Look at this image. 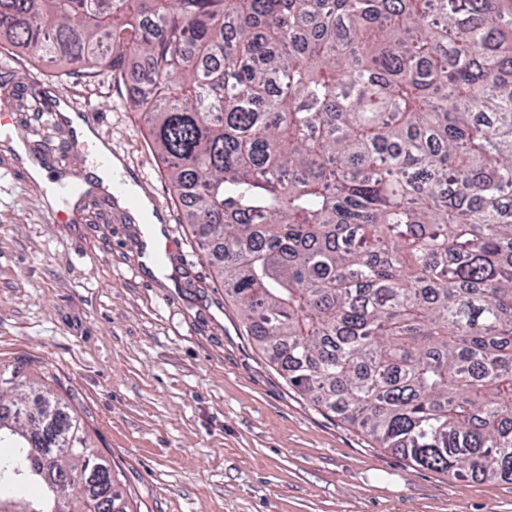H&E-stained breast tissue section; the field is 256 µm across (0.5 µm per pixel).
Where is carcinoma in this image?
<instances>
[{"instance_id": "cac0c4a2", "label": "carcinoma", "mask_w": 512, "mask_h": 512, "mask_svg": "<svg viewBox=\"0 0 512 512\" xmlns=\"http://www.w3.org/2000/svg\"><path fill=\"white\" fill-rule=\"evenodd\" d=\"M11 47L109 84L140 60L130 106L294 392L416 470L512 481V0H0ZM27 367L0 507L131 512Z\"/></svg>"}]
</instances>
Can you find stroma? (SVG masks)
<instances>
[{
    "label": "stroma",
    "mask_w": 512,
    "mask_h": 512,
    "mask_svg": "<svg viewBox=\"0 0 512 512\" xmlns=\"http://www.w3.org/2000/svg\"><path fill=\"white\" fill-rule=\"evenodd\" d=\"M63 69L21 51L0 73V368L26 358L56 377L136 512H512V481L413 471L292 391L246 336L127 104L136 73L62 84ZM34 88L97 110L113 152L151 182L175 244L160 270L100 189L94 151L22 110Z\"/></svg>",
    "instance_id": "stroma-1"
}]
</instances>
